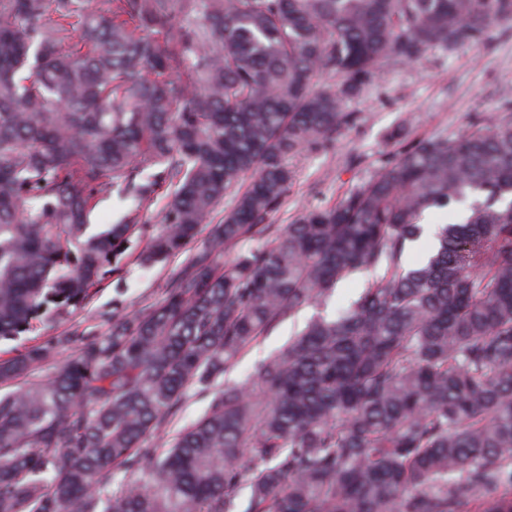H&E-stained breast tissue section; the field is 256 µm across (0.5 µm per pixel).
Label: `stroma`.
Returning <instances> with one entry per match:
<instances>
[{
  "label": "stroma",
  "mask_w": 512,
  "mask_h": 512,
  "mask_svg": "<svg viewBox=\"0 0 512 512\" xmlns=\"http://www.w3.org/2000/svg\"><path fill=\"white\" fill-rule=\"evenodd\" d=\"M348 108L358 115L354 125L294 159L297 180L289 192L286 210L273 216V224H287L303 208L336 200L362 187L389 161L393 149L387 135L396 126H403V142L409 145L422 137L458 136L475 119L512 110V23L497 29L493 44L472 43L451 52L437 49L413 64H389ZM161 230L160 207L142 210L139 229L128 244L119 271L94 287L84 306L38 324L30 333L0 342L1 360L59 336L65 339L52 359L13 382V389L49 379L58 365L79 353L84 343L102 336L113 316L132 315L159 302L188 254L200 248L209 235L208 230H201L184 252L152 266L140 265L136 254ZM313 314L308 308L295 321L283 324L251 350L225 380L216 381L215 389H222L228 381L251 383L257 362L281 346Z\"/></svg>",
  "instance_id": "obj_1"
}]
</instances>
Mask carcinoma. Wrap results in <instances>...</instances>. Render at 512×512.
Segmentation results:
<instances>
[{
    "label": "carcinoma",
    "instance_id": "obj_1",
    "mask_svg": "<svg viewBox=\"0 0 512 512\" xmlns=\"http://www.w3.org/2000/svg\"><path fill=\"white\" fill-rule=\"evenodd\" d=\"M502 20L512 0H0V340L118 270L138 214L91 234L101 196L143 207L168 187L154 264L235 192L160 302L0 394V512H232L243 487L244 512H512V113L403 147L281 234L267 223L289 160L356 122L365 83ZM476 193L410 264L423 213ZM360 271L340 316L255 367L261 393L226 384L147 444ZM53 350L0 361V384ZM222 388H224V377L215 382L209 394H198L191 391L183 403L179 425L186 426L203 415L209 407L212 394Z\"/></svg>",
    "mask_w": 512,
    "mask_h": 512
}]
</instances>
